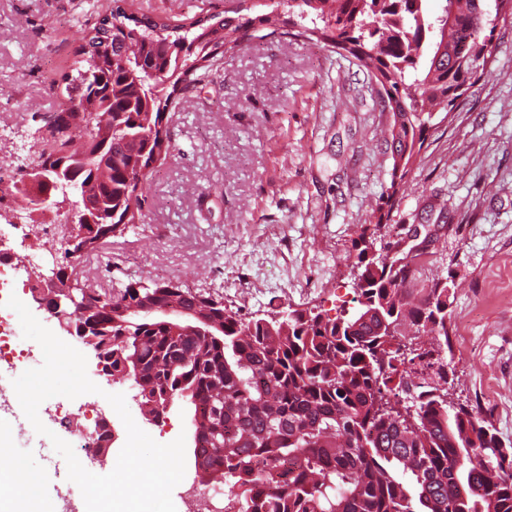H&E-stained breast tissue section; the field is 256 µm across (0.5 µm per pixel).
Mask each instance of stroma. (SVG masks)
<instances>
[{
	"label": "stroma",
	"instance_id": "stroma-1",
	"mask_svg": "<svg viewBox=\"0 0 512 512\" xmlns=\"http://www.w3.org/2000/svg\"><path fill=\"white\" fill-rule=\"evenodd\" d=\"M112 0H0V120L34 131L63 111L64 77L80 32ZM131 15L172 25L223 15L225 0H123ZM487 56L451 111L394 181L386 145L390 112L370 74L348 54L287 33L219 55L200 84L175 93L163 126L171 146L148 174L141 221L105 255L76 259L94 287L131 279L178 281L213 294L242 318L275 309L353 312L356 243L370 232L390 258L415 256L414 297L448 287V343L414 327L400 343L448 365V399L478 408L512 441V15L491 17ZM87 373L121 393L136 424L169 443L190 429V405L175 400L164 422L146 421L129 382ZM33 427L13 434L15 467L0 473L38 481L48 496L82 503L60 482L53 448L27 449Z\"/></svg>",
	"mask_w": 512,
	"mask_h": 512
}]
</instances>
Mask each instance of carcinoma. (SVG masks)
<instances>
[{"mask_svg":"<svg viewBox=\"0 0 512 512\" xmlns=\"http://www.w3.org/2000/svg\"><path fill=\"white\" fill-rule=\"evenodd\" d=\"M118 2L83 32L82 65L66 86L70 121L43 125L36 163L48 178L40 184L47 203H58L50 184L59 182L60 165L77 185L74 204L92 203L112 225L135 223L129 201L141 207L138 187L158 160L161 104L200 80L218 49L240 46L236 33L245 27L231 16L188 26L133 19ZM283 5L298 35L348 52L383 78V107L409 114L390 144L406 165L435 113L452 105L487 55L483 0H445L439 15L424 6L398 10L394 0ZM312 15L324 27L303 26ZM446 39L468 44L464 68L448 67ZM357 247L359 308L349 317L289 308L269 325L214 307L212 335L190 324L175 331L168 318L138 311V297L149 291L154 306L179 313L195 305L192 291L130 279L98 289L76 321L92 327L85 345L111 361L112 375L140 365L142 402L192 391L195 462L238 488L242 512H512V441L475 410L437 395L447 380L441 362L392 348L402 321L448 336L447 286L433 282L410 308L415 257L388 265L369 254L363 234ZM385 323L389 334L380 332ZM216 406L224 407L218 419Z\"/></svg>","mask_w":512,"mask_h":512,"instance_id":"1","label":"carcinoma"}]
</instances>
